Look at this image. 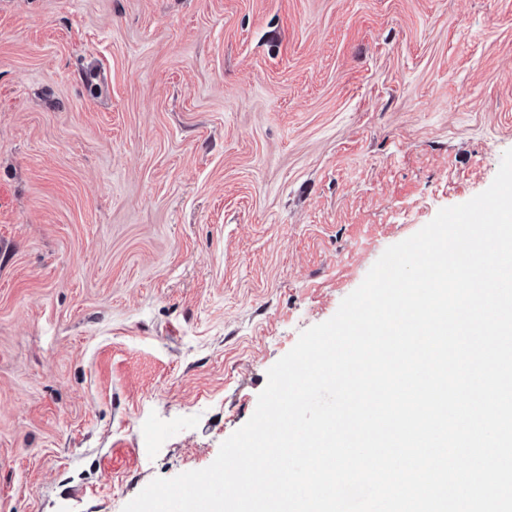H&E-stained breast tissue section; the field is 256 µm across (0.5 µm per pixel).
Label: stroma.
I'll use <instances>...</instances> for the list:
<instances>
[{
	"mask_svg": "<svg viewBox=\"0 0 512 512\" xmlns=\"http://www.w3.org/2000/svg\"><path fill=\"white\" fill-rule=\"evenodd\" d=\"M512 149V0H0V512H122Z\"/></svg>",
	"mask_w": 512,
	"mask_h": 512,
	"instance_id": "1",
	"label": "stroma"
}]
</instances>
